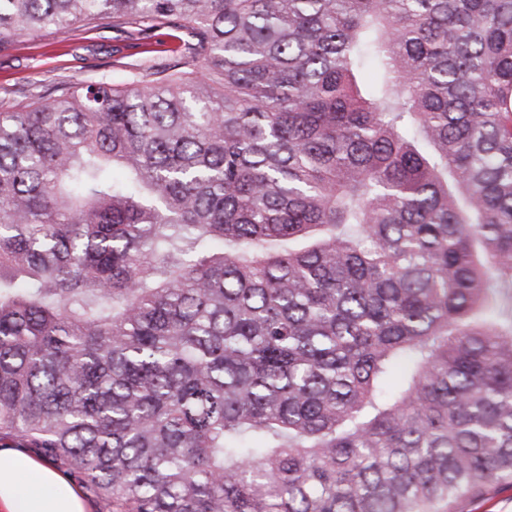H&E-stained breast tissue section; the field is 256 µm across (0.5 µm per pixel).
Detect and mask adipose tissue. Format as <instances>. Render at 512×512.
Listing matches in <instances>:
<instances>
[{"mask_svg": "<svg viewBox=\"0 0 512 512\" xmlns=\"http://www.w3.org/2000/svg\"><path fill=\"white\" fill-rule=\"evenodd\" d=\"M84 496L49 462L0 448V512H85Z\"/></svg>", "mask_w": 512, "mask_h": 512, "instance_id": "ef3b65f1", "label": "adipose tissue"}]
</instances>
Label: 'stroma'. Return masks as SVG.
Listing matches in <instances>:
<instances>
[{"label":"stroma","instance_id":"stroma-1","mask_svg":"<svg viewBox=\"0 0 512 512\" xmlns=\"http://www.w3.org/2000/svg\"><path fill=\"white\" fill-rule=\"evenodd\" d=\"M181 48V31L129 35L107 19L6 38L0 41V112L63 85L119 78L122 64L164 66Z\"/></svg>","mask_w":512,"mask_h":512}]
</instances>
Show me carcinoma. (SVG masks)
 <instances>
[{
    "label": "carcinoma",
    "mask_w": 512,
    "mask_h": 512,
    "mask_svg": "<svg viewBox=\"0 0 512 512\" xmlns=\"http://www.w3.org/2000/svg\"><path fill=\"white\" fill-rule=\"evenodd\" d=\"M184 31L0 112V447L103 512L512 483V0H0Z\"/></svg>",
    "instance_id": "carcinoma-1"
}]
</instances>
